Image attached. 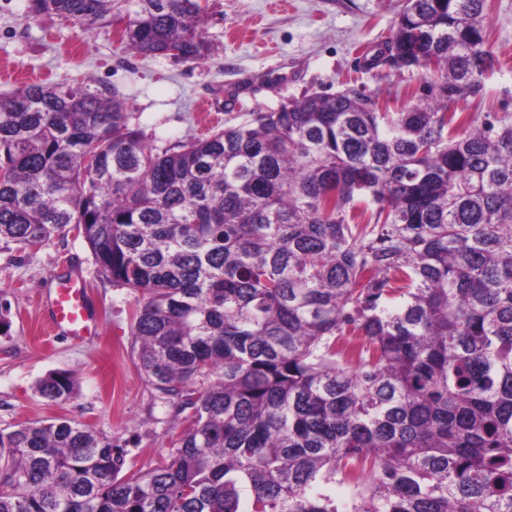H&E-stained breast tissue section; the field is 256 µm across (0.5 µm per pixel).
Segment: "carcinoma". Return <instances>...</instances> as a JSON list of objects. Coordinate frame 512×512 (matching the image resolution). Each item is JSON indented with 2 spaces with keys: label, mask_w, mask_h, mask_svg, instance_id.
Here are the masks:
<instances>
[{
  "label": "carcinoma",
  "mask_w": 512,
  "mask_h": 512,
  "mask_svg": "<svg viewBox=\"0 0 512 512\" xmlns=\"http://www.w3.org/2000/svg\"><path fill=\"white\" fill-rule=\"evenodd\" d=\"M29 3L123 18L141 56L212 51L197 0ZM485 16L403 0L364 64L438 76L397 112L353 85L157 149L107 85L0 95V240L74 231L146 296L131 349L185 424L123 477L85 424L0 430V512H341L336 482L346 512H512V113L457 111L497 63Z\"/></svg>",
  "instance_id": "carcinoma-1"
}]
</instances>
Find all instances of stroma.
I'll use <instances>...</instances> for the list:
<instances>
[{
	"instance_id": "stroma-1",
	"label": "stroma",
	"mask_w": 512,
	"mask_h": 512,
	"mask_svg": "<svg viewBox=\"0 0 512 512\" xmlns=\"http://www.w3.org/2000/svg\"><path fill=\"white\" fill-rule=\"evenodd\" d=\"M213 51L200 63L142 57L120 43L123 22L94 33L55 16L33 17L28 0H0V94L31 82L94 79L116 87L131 122L162 148L203 138L250 113L347 82L411 106L423 73L367 69L363 54L394 29L399 0H201ZM487 45L498 58L480 91L459 104L475 115L512 112V0H488ZM84 282L98 334L80 343L45 333L38 307L60 279ZM142 294L102 281L82 238L35 250L0 241V429L25 421H76L126 449L125 471L170 461L183 426L147 386L131 352L130 313ZM74 374L78 393L53 404L35 391L46 373Z\"/></svg>"
}]
</instances>
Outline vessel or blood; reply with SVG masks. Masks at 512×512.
<instances>
[{
	"label": "vessel or blood",
	"instance_id": "b4317fda",
	"mask_svg": "<svg viewBox=\"0 0 512 512\" xmlns=\"http://www.w3.org/2000/svg\"><path fill=\"white\" fill-rule=\"evenodd\" d=\"M45 320L55 331L78 343L94 336L97 323L90 313L87 291L82 282L67 278L60 282L44 313Z\"/></svg>",
	"mask_w": 512,
	"mask_h": 512
}]
</instances>
